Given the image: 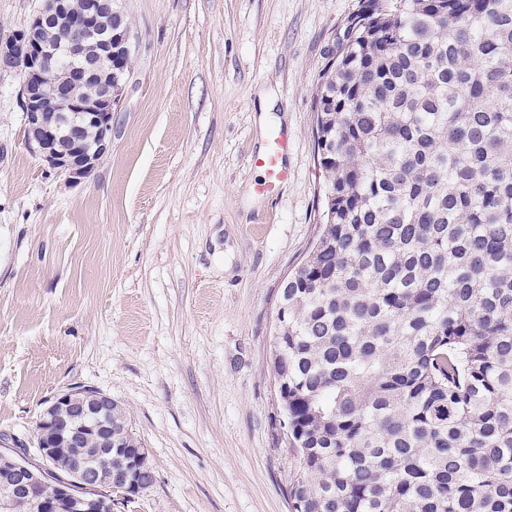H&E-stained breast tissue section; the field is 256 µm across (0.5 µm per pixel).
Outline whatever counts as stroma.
<instances>
[{
	"mask_svg": "<svg viewBox=\"0 0 512 512\" xmlns=\"http://www.w3.org/2000/svg\"><path fill=\"white\" fill-rule=\"evenodd\" d=\"M359 2L119 0L129 75L77 184L26 147L0 71V449L33 457L48 401L87 387L156 476L112 512H289L270 338L322 217L317 81ZM281 132L292 176L256 194L251 158Z\"/></svg>",
	"mask_w": 512,
	"mask_h": 512,
	"instance_id": "stroma-1",
	"label": "stroma"
}]
</instances>
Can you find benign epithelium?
<instances>
[{
  "label": "benign epithelium",
  "instance_id": "benign-epithelium-1",
  "mask_svg": "<svg viewBox=\"0 0 512 512\" xmlns=\"http://www.w3.org/2000/svg\"><path fill=\"white\" fill-rule=\"evenodd\" d=\"M131 45V30L116 0H44L22 29L0 42V69L21 77L23 137L28 149L70 183L87 178L108 155L112 115L122 85L114 67L116 33ZM112 397L85 387H70L45 408L34 445L37 465L0 450V509L25 496L31 512H112V493L140 492L137 474L149 465L148 449H137L112 491L97 488L90 459L62 469L57 448L77 445L110 428ZM54 477L57 496L38 486Z\"/></svg>",
  "mask_w": 512,
  "mask_h": 512
}]
</instances>
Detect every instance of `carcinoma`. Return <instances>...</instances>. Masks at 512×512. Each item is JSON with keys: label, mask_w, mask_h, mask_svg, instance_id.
Here are the masks:
<instances>
[{"label": "carcinoma", "mask_w": 512, "mask_h": 512, "mask_svg": "<svg viewBox=\"0 0 512 512\" xmlns=\"http://www.w3.org/2000/svg\"><path fill=\"white\" fill-rule=\"evenodd\" d=\"M314 112L324 222L270 344L290 512H512V0H360Z\"/></svg>", "instance_id": "1"}]
</instances>
